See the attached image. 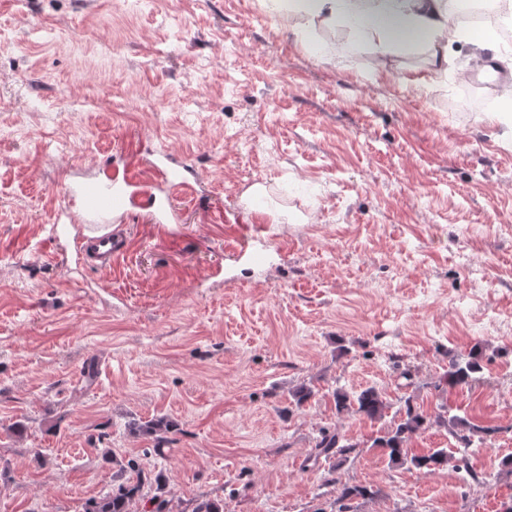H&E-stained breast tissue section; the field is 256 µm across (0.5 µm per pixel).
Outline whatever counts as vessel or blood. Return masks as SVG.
I'll list each match as a JSON object with an SVG mask.
<instances>
[{
	"mask_svg": "<svg viewBox=\"0 0 512 512\" xmlns=\"http://www.w3.org/2000/svg\"><path fill=\"white\" fill-rule=\"evenodd\" d=\"M150 163L156 176L148 182L138 179L133 160L121 155L104 159L95 183L69 182V202L57 211L51 237H72L78 260L105 269L127 251L129 241L117 227L134 213H144L154 224L179 222L173 200L179 189L187 187V179L172 166L166 151L152 152Z\"/></svg>",
	"mask_w": 512,
	"mask_h": 512,
	"instance_id": "vessel-or-blood-1",
	"label": "vessel or blood"
}]
</instances>
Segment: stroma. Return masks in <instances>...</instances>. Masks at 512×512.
I'll return each mask as SVG.
<instances>
[{"mask_svg": "<svg viewBox=\"0 0 512 512\" xmlns=\"http://www.w3.org/2000/svg\"><path fill=\"white\" fill-rule=\"evenodd\" d=\"M447 46L434 74L426 44L381 63L271 0H0V512H82L131 458L172 512H333L306 457L336 428L341 480L379 491L357 512L512 504V113L465 80L472 36ZM159 148L194 170L181 223H128L106 270L50 256L68 176L126 152L149 181ZM253 210L258 238L224 221ZM476 346L478 380L439 384ZM339 386L494 428L488 481L392 465ZM160 416L161 456L132 430Z\"/></svg>", "mask_w": 512, "mask_h": 512, "instance_id": "stroma-1", "label": "stroma"}]
</instances>
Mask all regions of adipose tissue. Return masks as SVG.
Here are the masks:
<instances>
[{
	"label": "adipose tissue",
	"instance_id": "1",
	"mask_svg": "<svg viewBox=\"0 0 512 512\" xmlns=\"http://www.w3.org/2000/svg\"><path fill=\"white\" fill-rule=\"evenodd\" d=\"M466 0H287L289 29L344 25L368 44L374 55L386 59L411 40L426 41L432 72L448 68L442 43Z\"/></svg>",
	"mask_w": 512,
	"mask_h": 512
}]
</instances>
